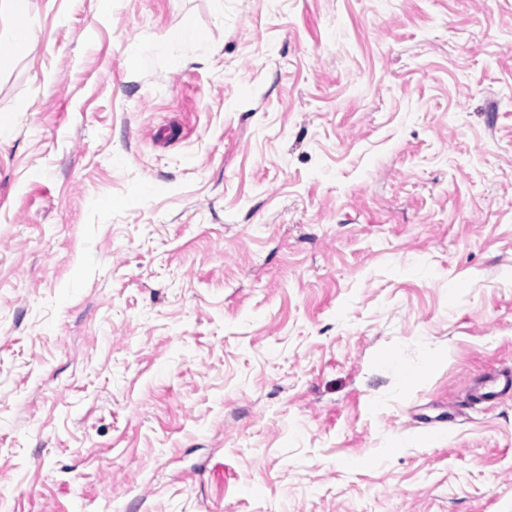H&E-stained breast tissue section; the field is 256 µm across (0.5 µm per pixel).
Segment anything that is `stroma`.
Listing matches in <instances>:
<instances>
[{"mask_svg": "<svg viewBox=\"0 0 512 512\" xmlns=\"http://www.w3.org/2000/svg\"><path fill=\"white\" fill-rule=\"evenodd\" d=\"M30 13L0 512H512V0ZM512 391V372L491 371L476 379L471 396L478 402L491 403Z\"/></svg>", "mask_w": 512, "mask_h": 512, "instance_id": "obj_1", "label": "stroma"}]
</instances>
